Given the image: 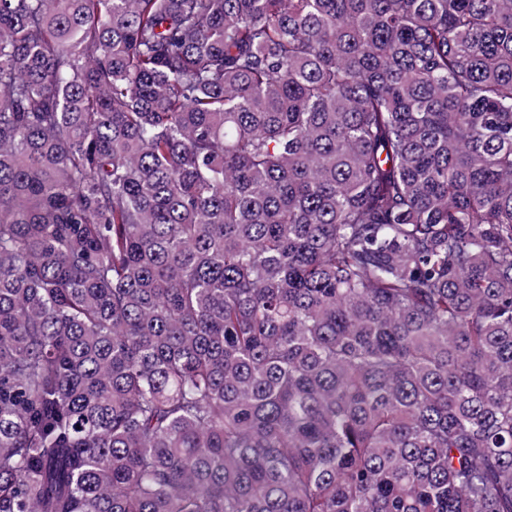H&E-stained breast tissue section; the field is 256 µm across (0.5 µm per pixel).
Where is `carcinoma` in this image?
Instances as JSON below:
<instances>
[{"mask_svg": "<svg viewBox=\"0 0 512 512\" xmlns=\"http://www.w3.org/2000/svg\"><path fill=\"white\" fill-rule=\"evenodd\" d=\"M0 512H512V0H0Z\"/></svg>", "mask_w": 512, "mask_h": 512, "instance_id": "cac0c4a2", "label": "carcinoma"}]
</instances>
